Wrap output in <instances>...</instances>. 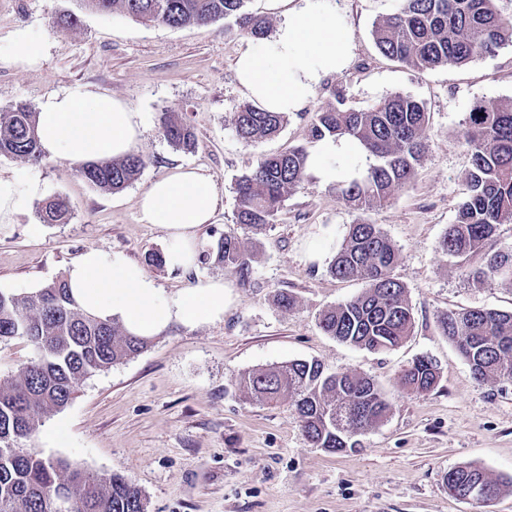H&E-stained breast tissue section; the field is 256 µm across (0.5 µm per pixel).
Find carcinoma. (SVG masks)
Segmentation results:
<instances>
[{"instance_id": "cac0c4a2", "label": "carcinoma", "mask_w": 512, "mask_h": 512, "mask_svg": "<svg viewBox=\"0 0 512 512\" xmlns=\"http://www.w3.org/2000/svg\"><path fill=\"white\" fill-rule=\"evenodd\" d=\"M100 13L115 9L143 23L170 27L207 25L234 20L239 34L256 39L269 35L268 19L245 10L246 0H82ZM376 49L386 58L420 72L457 66L491 56L512 43V16L497 0H400L397 11L372 29ZM288 113L269 112L248 104L234 115L237 136L255 143L277 135ZM166 141L177 150L196 146L194 128L165 112L160 118ZM426 105L395 93L368 109L343 101L315 114L309 136L350 140L374 163L366 169L338 173L331 191L346 205L366 211L387 203L410 183L428 149ZM471 156L466 180L469 195L459 205L439 248L454 257L481 256L469 270L477 283L498 280L512 285V248L486 250L496 226L512 223V102L479 100L463 132ZM39 163L43 159L37 112L23 102L0 112V158ZM310 153L303 147L260 157L236 185V223L259 234L275 223L285 201L299 189ZM147 161L131 154L121 159L89 161L75 171L96 189L112 193L138 178ZM47 224H67L72 212L66 200L52 197L38 206ZM215 259L246 284L253 273V254L244 240L222 235L202 260ZM400 254L376 224L349 225L328 272L341 280L362 279L359 295L326 311L319 322L329 336L380 353L399 346L412 332L414 313L406 289L392 272ZM443 336L453 342L479 382H512V312L472 309L448 311L438 319ZM27 338L39 357L17 376L0 384V512H145L140 491L120 474L99 476L62 458L42 457L24 447L47 415L66 408L79 383L130 359L150 339L130 333L116 317L86 312L76 302L66 278L59 277L29 295L0 290V342ZM439 371L419 357L399 372L403 389L431 391ZM239 385L259 403L289 400L306 440L336 453L357 445V437L382 422L391 402L371 378L354 371L327 373L317 360H291L241 375ZM455 497L481 489L492 497L501 483L477 466L463 465L445 476Z\"/></svg>"}]
</instances>
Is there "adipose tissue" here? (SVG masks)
Returning a JSON list of instances; mask_svg holds the SVG:
<instances>
[{
	"label": "adipose tissue",
	"mask_w": 512,
	"mask_h": 512,
	"mask_svg": "<svg viewBox=\"0 0 512 512\" xmlns=\"http://www.w3.org/2000/svg\"><path fill=\"white\" fill-rule=\"evenodd\" d=\"M283 19L269 39L248 40L236 59L240 87L271 112H294L309 101L324 75L343 70L351 46L329 0H266ZM147 118L105 93L74 88L43 98L38 132L47 158L74 163L132 154ZM43 193L40 180L0 172V224L13 223L23 203ZM143 218L166 234L165 265L186 271L199 255L198 231L212 223L219 196L211 176L176 167L154 181L139 201ZM86 311L120 317L138 336L159 335L170 324H200L224 314L223 281L211 280L171 296L144 268L118 253L90 250L67 273Z\"/></svg>",
	"instance_id": "obj_1"
}]
</instances>
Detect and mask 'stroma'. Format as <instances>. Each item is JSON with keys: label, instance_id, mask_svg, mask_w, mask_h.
Returning a JSON list of instances; mask_svg holds the SVG:
<instances>
[{"label": "stroma", "instance_id": "1", "mask_svg": "<svg viewBox=\"0 0 512 512\" xmlns=\"http://www.w3.org/2000/svg\"><path fill=\"white\" fill-rule=\"evenodd\" d=\"M332 6L354 46L348 67L326 75L278 135L247 144L232 125L248 101L234 72L246 39L225 34L223 22L171 28L120 11L100 14L81 0H0L1 54L19 30L47 43L40 68L0 63V110L83 88L112 94L147 118L137 149L147 165L116 193L92 187L65 160L0 158L1 172L38 175L45 197H63L72 210L70 223L43 224L30 200L14 223L0 224V289L34 292L90 249L143 264L170 295L216 279L226 284L221 320L172 324L138 356L83 380L73 401L45 417L30 442L43 456L125 476L140 489L146 512H512V383H478L438 327L439 315L450 310L512 311V286L466 276L479 257L463 260L439 249L468 195L463 121L477 100L512 101V43L482 60L421 73L380 54L372 40L374 23L395 13L399 0ZM67 12L79 16V26L55 31V19ZM397 92L425 103L428 152L388 205L353 210L313 177L285 201L272 227L253 236L250 284L212 260L186 274L147 264L165 238L138 205L154 180L178 166L212 176L220 206L199 238L202 248L213 247L238 231L236 182L259 156L300 146L315 151L308 137L314 113L339 100L369 108ZM165 112L193 126V151L167 143L159 122ZM362 220L398 248L393 275L415 317L406 341L382 353L338 341L319 326L325 310L366 287L327 271L349 225ZM281 291L294 296L292 309L277 306ZM422 356L437 364L440 377L432 391L417 395L399 386L398 373ZM293 359L374 379L392 404L387 419L358 447H312L288 403L251 401L237 387L240 374ZM466 464L503 481L493 504L449 495L446 473Z\"/></svg>", "mask_w": 512, "mask_h": 512}]
</instances>
